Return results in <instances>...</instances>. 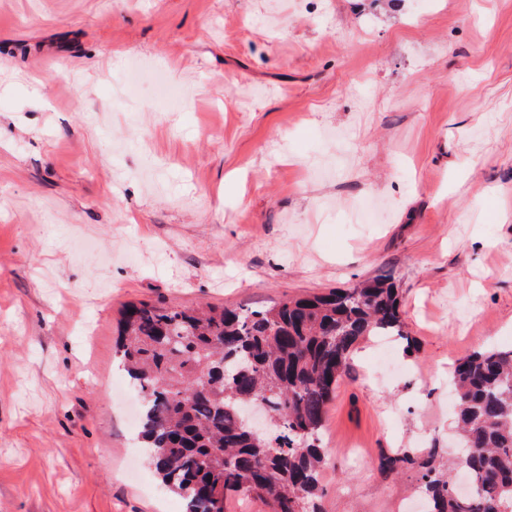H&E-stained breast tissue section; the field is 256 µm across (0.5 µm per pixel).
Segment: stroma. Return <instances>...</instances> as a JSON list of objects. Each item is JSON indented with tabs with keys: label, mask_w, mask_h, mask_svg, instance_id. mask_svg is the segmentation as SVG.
Segmentation results:
<instances>
[{
	"label": "stroma",
	"mask_w": 512,
	"mask_h": 512,
	"mask_svg": "<svg viewBox=\"0 0 512 512\" xmlns=\"http://www.w3.org/2000/svg\"><path fill=\"white\" fill-rule=\"evenodd\" d=\"M0 0V512H184L140 448L123 312L378 275L320 512H427L448 376L512 347V0Z\"/></svg>",
	"instance_id": "1"
}]
</instances>
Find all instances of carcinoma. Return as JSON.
<instances>
[{"mask_svg":"<svg viewBox=\"0 0 512 512\" xmlns=\"http://www.w3.org/2000/svg\"><path fill=\"white\" fill-rule=\"evenodd\" d=\"M133 309L118 352L144 397L139 437L185 512H224L232 493L263 500L269 512H319L321 429L353 354L370 336L408 339L389 275L259 309ZM452 378L468 496L451 495L434 448L421 460L406 451L384 457L380 467L417 466L430 512H512V349L475 351ZM257 400L267 407V436L240 416Z\"/></svg>","mask_w":512,"mask_h":512,"instance_id":"carcinoma-1","label":"carcinoma"}]
</instances>
